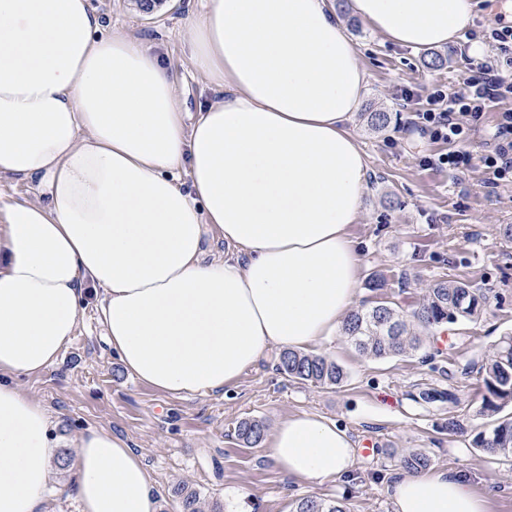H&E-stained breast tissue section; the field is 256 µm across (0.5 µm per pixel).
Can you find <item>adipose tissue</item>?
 <instances>
[{
  "instance_id": "ef3b65f1",
  "label": "adipose tissue",
  "mask_w": 512,
  "mask_h": 512,
  "mask_svg": "<svg viewBox=\"0 0 512 512\" xmlns=\"http://www.w3.org/2000/svg\"><path fill=\"white\" fill-rule=\"evenodd\" d=\"M415 49L454 40L473 0H351ZM183 39L219 89L188 111L166 60L104 30L88 0H0V512H44L58 444L20 380L51 369L100 295L113 352L175 397L236 383L269 349L304 350L354 305L360 257L348 227L368 161L351 127L367 76L328 0H200ZM230 251L204 260V227ZM355 443L302 412L270 433L288 477L354 467ZM81 512H157L151 478L120 436L75 442ZM394 512H488L463 471L398 474ZM33 197V189L28 181L19 179L0 180V199L18 200Z\"/></svg>"
}]
</instances>
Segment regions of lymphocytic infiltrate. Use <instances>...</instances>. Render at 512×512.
<instances>
[{
  "instance_id": "lymphocytic-infiltrate-1",
  "label": "lymphocytic infiltrate",
  "mask_w": 512,
  "mask_h": 512,
  "mask_svg": "<svg viewBox=\"0 0 512 512\" xmlns=\"http://www.w3.org/2000/svg\"><path fill=\"white\" fill-rule=\"evenodd\" d=\"M488 37L495 42L501 58L482 63L453 92L437 91L439 107L417 113L414 126L434 142L448 143V152L424 158L429 167L460 175L481 166L490 184L512 182V110L498 113L490 141L482 153L467 149L473 122L484 112L512 97V25L494 22Z\"/></svg>"
}]
</instances>
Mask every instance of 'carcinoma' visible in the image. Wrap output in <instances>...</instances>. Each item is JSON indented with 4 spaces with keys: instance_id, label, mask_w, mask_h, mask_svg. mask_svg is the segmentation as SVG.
<instances>
[{
    "instance_id": "1",
    "label": "carcinoma",
    "mask_w": 512,
    "mask_h": 512,
    "mask_svg": "<svg viewBox=\"0 0 512 512\" xmlns=\"http://www.w3.org/2000/svg\"><path fill=\"white\" fill-rule=\"evenodd\" d=\"M487 297L480 288L466 281L438 280L428 289L425 302L412 315L404 314L395 303L379 301L376 305L350 313L343 325L344 335L362 356L384 360L411 355L423 345L424 332L443 324L472 321L485 310ZM277 369L288 379L317 387H339L346 379L341 365L325 355L285 349L279 353ZM484 388L479 414H497L512 404V336L502 338L479 371ZM262 421L245 419L236 430L238 440L254 447L264 438ZM475 447L493 455L512 457V416L497 422L488 432L480 433ZM422 453H410L400 459L409 472L428 466ZM179 500L181 512H223L220 504H211L186 482L171 490ZM293 512H346L342 502L313 496L299 499Z\"/></svg>"
}]
</instances>
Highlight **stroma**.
Returning a JSON list of instances; mask_svg holds the SVG:
<instances>
[{
    "label": "stroma",
    "mask_w": 512,
    "mask_h": 512,
    "mask_svg": "<svg viewBox=\"0 0 512 512\" xmlns=\"http://www.w3.org/2000/svg\"><path fill=\"white\" fill-rule=\"evenodd\" d=\"M198 2L160 0L148 11L136 0H89V5L102 23L142 38L164 56L185 79L192 109L214 95L206 81L192 77L189 48L180 35L196 17ZM495 2L477 0L463 33L431 52L393 43L358 18L349 0H331L367 74L352 124L369 162L363 209L349 227L361 257L355 306L366 308L382 298L409 313L435 281L464 279L487 289L483 315L427 337L416 354L383 361L359 356L343 335L329 337L313 351L343 367L347 377L338 388L289 380L277 369L274 349L234 385L177 398L125 371L90 296L58 363L22 381L57 419L53 435L61 448L71 449L91 426L121 436L151 474L157 512H178L169 491L180 481L219 502L224 512H292L305 496L344 500L347 512H393L385 483L399 473V458L412 450L429 458V470L469 471L475 492L495 484L498 493L489 512H512V458L489 455L473 444L495 419L478 415L483 389L467 369L512 334V239L499 232L512 225V185H489L478 169L454 176L424 166L423 156L447 152L448 146L429 141L410 123L413 112L431 108L435 89H458L479 63L496 57V47L485 37ZM435 54L442 57L441 66H430ZM371 112L388 113V128L372 129ZM375 273L386 279V288H368ZM427 388L453 398L423 402L418 394ZM300 412L335 421L356 444L371 441L374 453L358 456L350 476L311 484L290 479L271 462L264 445L248 447L236 436L242 419L260 420L270 430ZM451 418L461 425L454 435L446 430Z\"/></svg>",
    "instance_id": "1"
}]
</instances>
